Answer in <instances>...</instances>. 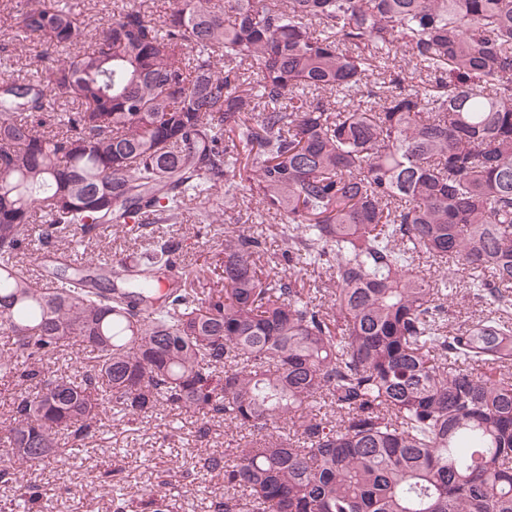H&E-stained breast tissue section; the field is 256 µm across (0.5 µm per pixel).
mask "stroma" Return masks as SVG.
<instances>
[{
  "instance_id": "stroma-1",
  "label": "stroma",
  "mask_w": 512,
  "mask_h": 512,
  "mask_svg": "<svg viewBox=\"0 0 512 512\" xmlns=\"http://www.w3.org/2000/svg\"><path fill=\"white\" fill-rule=\"evenodd\" d=\"M213 228L199 226L197 221L184 224H154L136 231L124 230L108 224L99 226L83 241L69 245L73 258L83 253L104 257L133 259L136 253L149 247L160 236L179 241L180 259L191 269H208L204 287H213L222 280L215 271L218 247L212 240ZM200 418L177 410L167 416H148L136 422H111L109 432L102 440L105 448L123 449L120 459L122 477L131 487H152L168 480L181 505V512H201L198 506L197 485L182 473L169 471L171 460L196 455L201 450L216 453L230 452L238 433L228 431L223 423L209 424L207 438L201 439L196 430ZM110 466L108 457H100L94 468H66L47 463L24 471L23 483L37 487L41 503L47 512H111V503L103 489L104 472Z\"/></svg>"
}]
</instances>
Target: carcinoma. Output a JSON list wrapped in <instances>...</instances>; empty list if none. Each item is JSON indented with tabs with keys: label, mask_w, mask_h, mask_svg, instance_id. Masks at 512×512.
Wrapping results in <instances>:
<instances>
[{
	"label": "carcinoma",
	"mask_w": 512,
	"mask_h": 512,
	"mask_svg": "<svg viewBox=\"0 0 512 512\" xmlns=\"http://www.w3.org/2000/svg\"><path fill=\"white\" fill-rule=\"evenodd\" d=\"M18 28L41 68L0 80V372L92 361L16 399L1 482L168 405L245 432L195 460L208 512H512V0L132 2L93 49L37 0ZM244 191L280 220L276 279L248 232L206 291L165 238L49 286L17 261L39 213L53 243ZM111 487L112 512L180 509ZM71 360L69 358H66L64 360L63 358L55 360V359H45L43 360L39 366L42 370V377L45 376V378L53 377L60 370H65L69 375H72L73 377H76L79 381L81 378V375L83 371L85 370V367L87 365V355L84 352H73V354L70 355Z\"/></svg>",
	"instance_id": "obj_1"
}]
</instances>
